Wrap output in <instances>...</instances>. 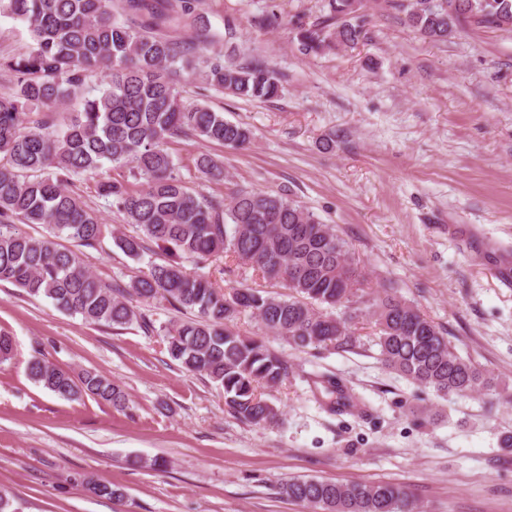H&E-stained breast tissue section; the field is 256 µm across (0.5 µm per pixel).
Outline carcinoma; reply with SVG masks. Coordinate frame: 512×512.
<instances>
[{
  "instance_id": "obj_1",
  "label": "carcinoma",
  "mask_w": 512,
  "mask_h": 512,
  "mask_svg": "<svg viewBox=\"0 0 512 512\" xmlns=\"http://www.w3.org/2000/svg\"><path fill=\"white\" fill-rule=\"evenodd\" d=\"M200 5L201 0H0V16L23 22L32 39L28 52L0 57V72L14 78L13 92L0 93V283L109 328H124L136 318L131 297L162 299L191 312L193 317L166 329L169 357L223 388L230 413L254 425L278 420L279 410L264 391L288 381L290 367L263 340L230 326L245 312L297 348L342 352L361 345L356 324L366 317L381 361L414 383L440 397L496 391L497 378L458 355L446 332L418 308L389 292L369 296L348 242L300 202L280 192L239 189L226 204L221 195L187 188L168 144L193 138L242 149L252 131L205 104L184 101L180 77L200 69L208 86L237 98L264 102L282 93L280 79L263 63L207 55L210 35ZM325 6L322 22L297 28L304 54L353 48L362 38L357 0H325ZM398 8L410 27L432 41L447 40L460 19L512 33V0H399ZM186 26L194 34L176 35ZM94 74L107 78L104 88L84 96L79 111H59ZM107 163L127 172L126 182L98 185L100 195L112 198L127 223L138 228L134 235H112L126 256L140 259L150 242L196 260L229 253L288 293L249 287L225 293L176 259L150 264L125 288L97 279L77 252L58 248L53 238L65 237L76 247L101 240L99 217L68 183ZM195 168L206 178H224L222 165L206 152L197 155ZM17 222L45 224L52 237L22 235ZM28 374L62 399L126 405L123 389L93 370L73 375L33 359ZM312 384L313 394L328 395L332 412L353 403L329 378ZM283 493L316 512L417 509L391 483L296 477Z\"/></svg>"
}]
</instances>
